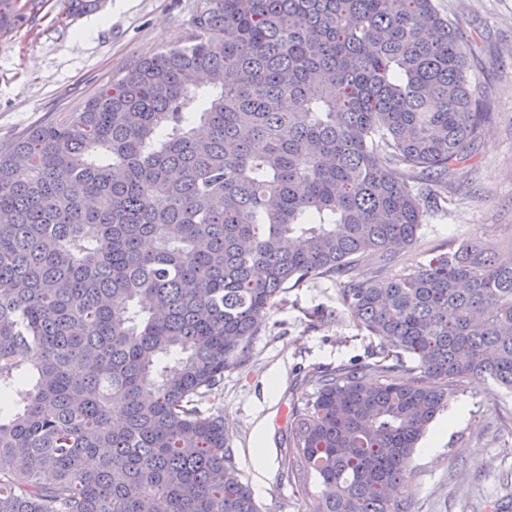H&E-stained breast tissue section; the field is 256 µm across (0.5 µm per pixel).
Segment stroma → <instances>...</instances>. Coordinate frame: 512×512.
<instances>
[{
	"mask_svg": "<svg viewBox=\"0 0 512 512\" xmlns=\"http://www.w3.org/2000/svg\"><path fill=\"white\" fill-rule=\"evenodd\" d=\"M207 0H104L72 18L62 0H17L25 16L0 32V147L70 112L134 62L185 44ZM472 44L469 74L487 87L492 117L468 167L448 177L440 207L427 210L415 244L396 270L425 262L433 249L464 239L492 253L512 251V0H436ZM379 348L343 303L336 280L309 281L280 294L260 336L206 408L219 412L229 446L262 512H304V498L284 476L288 410L314 370L370 361ZM464 420L435 456L415 452L402 495L412 512H512V393L468 379L448 394ZM266 420L265 435L256 425Z\"/></svg>",
	"mask_w": 512,
	"mask_h": 512,
	"instance_id": "obj_1",
	"label": "stroma"
}]
</instances>
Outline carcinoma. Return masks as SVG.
Masks as SVG:
<instances>
[{"label":"carcinoma","instance_id":"carcinoma-1","mask_svg":"<svg viewBox=\"0 0 512 512\" xmlns=\"http://www.w3.org/2000/svg\"><path fill=\"white\" fill-rule=\"evenodd\" d=\"M468 53L435 0H209L0 148V512H259L200 405L319 278L379 353L306 379L284 474L305 512H411L448 390L512 391V259L463 240L391 272L488 115Z\"/></svg>","mask_w":512,"mask_h":512}]
</instances>
